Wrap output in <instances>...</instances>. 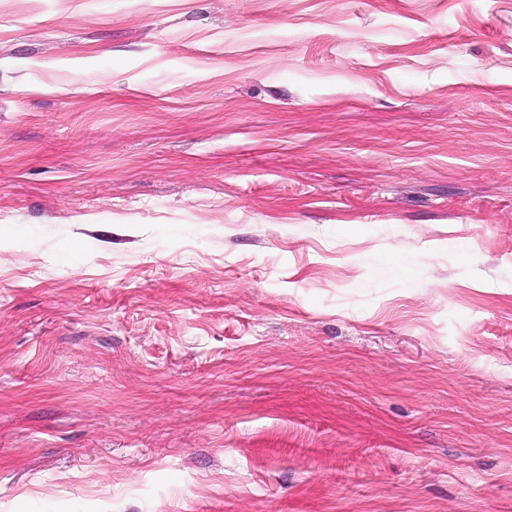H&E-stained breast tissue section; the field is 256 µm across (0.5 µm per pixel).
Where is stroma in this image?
Wrapping results in <instances>:
<instances>
[{
	"mask_svg": "<svg viewBox=\"0 0 512 512\" xmlns=\"http://www.w3.org/2000/svg\"><path fill=\"white\" fill-rule=\"evenodd\" d=\"M0 512H512V0H0Z\"/></svg>",
	"mask_w": 512,
	"mask_h": 512,
	"instance_id": "35a3bbf8",
	"label": "stroma"
}]
</instances>
